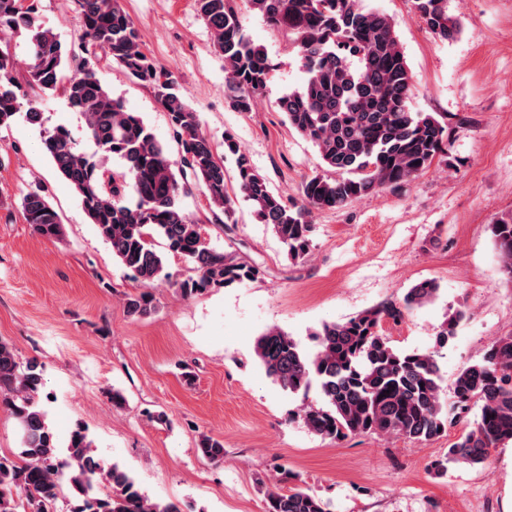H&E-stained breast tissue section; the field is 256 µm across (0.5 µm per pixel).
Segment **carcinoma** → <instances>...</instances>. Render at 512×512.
<instances>
[{"label":"carcinoma","instance_id":"obj_1","mask_svg":"<svg viewBox=\"0 0 512 512\" xmlns=\"http://www.w3.org/2000/svg\"><path fill=\"white\" fill-rule=\"evenodd\" d=\"M38 0H0V31H25L31 63L20 80L9 58L0 54V128L23 118L43 131L42 144L56 172L77 194L83 211L113 255L150 288L168 283L184 297L207 288L256 278L259 269L237 252H219L181 197L203 188L218 229L229 235L237 224L235 199L225 185L224 162L200 129L198 112L185 90L142 49L134 23L120 0H73L82 28L81 54L66 48L52 28L38 22ZM233 0H194L224 58L225 99L237 112H249L266 89L272 65L265 49L243 29ZM430 33L448 40L461 33L448 14V0H413ZM270 27L293 38L302 60L301 86L278 99L292 128L317 147L330 175L316 174L302 185V203L289 204L273 193L233 136L224 135V155L234 159L239 191L256 219L271 226L292 260L312 248V209H338L353 200L409 182L428 171L444 152L445 129L430 114L414 112V79L391 20L367 11L359 0H248ZM121 65L133 78L152 86L167 113L180 147L178 159L143 118L126 109L96 76L98 53ZM61 91L78 112L97 147L89 154L76 146L64 127L45 126L32 96ZM123 169L110 166L112 158ZM20 207L34 233L46 239L63 234L59 214L48 198L28 193ZM502 269L512 282V213L490 225ZM190 265L184 279L167 271L154 237ZM433 280L414 285L399 302L365 310L345 322L326 323L315 333L317 349L305 353L288 332L272 327L255 340L254 353L265 374L290 393L318 400L298 416L313 434L332 440L350 435L388 434L426 442L448 432L471 405L480 414L431 464L435 474L448 463L478 465L490 450L512 442V335L496 338L481 361L463 369L452 387V401L441 397L442 377L432 351H399L381 324L400 323L431 302ZM129 315L155 310L152 292L126 299ZM464 313L446 317L437 333L439 346L457 334ZM45 386L43 366L21 362L0 340V408L14 418L19 453L0 456V512H57L68 492L70 512H182L174 502L151 498L137 479L114 464L103 468L87 455L88 429L76 425L60 444L39 402ZM197 452L224 462V440L202 433ZM283 470L265 489L266 512H333L330 502L300 485Z\"/></svg>","mask_w":512,"mask_h":512}]
</instances>
